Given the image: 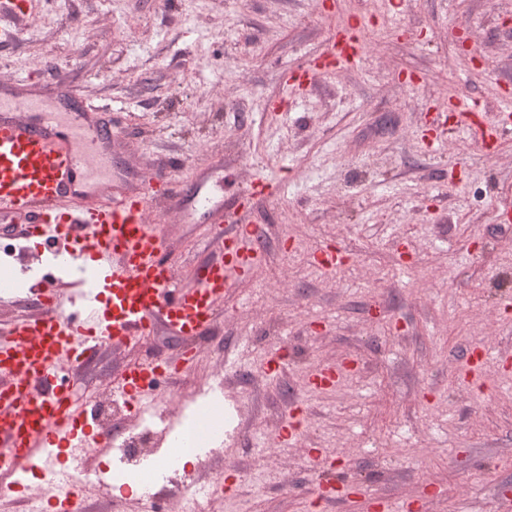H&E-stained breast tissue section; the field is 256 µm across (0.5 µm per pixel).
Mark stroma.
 <instances>
[{"label":"stroma","instance_id":"stroma-1","mask_svg":"<svg viewBox=\"0 0 512 512\" xmlns=\"http://www.w3.org/2000/svg\"><path fill=\"white\" fill-rule=\"evenodd\" d=\"M37 2L23 21L0 13V78L123 113L114 166L150 177L178 157L190 185L220 157L225 195L257 167L284 188L245 199L266 260L172 402L185 426L209 404L208 380L241 399L237 446L191 469L205 487L236 470L212 512H495L512 495V223L496 219L512 197V124L487 154L448 119L436 151L430 108L464 93L489 123L512 99V0ZM355 16L365 63L286 87ZM154 214L190 283L207 225L174 223L162 197ZM326 246L348 259L333 273L311 263ZM52 271L32 262L21 288L0 291V325L35 312L28 288ZM274 342L288 350L277 378L264 369ZM178 345L161 326L143 350H100L68 378L82 397ZM344 359L357 367L340 385H307ZM301 406L300 444L274 443ZM319 450L355 494L317 503Z\"/></svg>","mask_w":512,"mask_h":512}]
</instances>
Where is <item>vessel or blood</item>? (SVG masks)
Returning a JSON list of instances; mask_svg holds the SVG:
<instances>
[{
	"label": "vessel or blood",
	"mask_w": 512,
	"mask_h": 512,
	"mask_svg": "<svg viewBox=\"0 0 512 512\" xmlns=\"http://www.w3.org/2000/svg\"><path fill=\"white\" fill-rule=\"evenodd\" d=\"M361 23L336 30L327 53L338 66L360 67L367 55ZM55 104L22 85L0 87V223H24L27 235L44 238L59 266L77 288L44 281L35 313L16 317L0 337V470L12 482L0 485V500L21 492V476L34 466L61 462L70 489L48 502L49 512H85L89 489L80 475L86 448H107L111 439L84 418L66 379L74 365L89 361L102 343L140 347L164 323L181 344L166 357L126 363L116 393L138 407L156 406L163 376L192 371V339L215 328L224 303L264 259L258 229L236 223L237 198L217 196L203 182L184 187L171 169L148 182L130 183L112 169L118 142L112 110L74 102L57 90ZM479 100L457 96L450 106L467 137L483 145V132L469 122ZM164 197L179 223L194 224L219 214L231 229L213 225L210 258L198 264L193 281H180L178 268L158 225L155 197ZM350 365L311 372L315 388L335 387Z\"/></svg>",
	"instance_id": "obj_1"
}]
</instances>
